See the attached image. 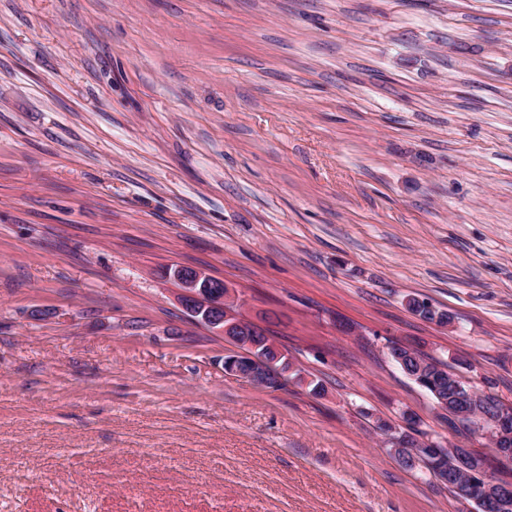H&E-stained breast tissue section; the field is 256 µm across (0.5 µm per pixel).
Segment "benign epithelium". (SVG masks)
<instances>
[{
	"label": "benign epithelium",
	"mask_w": 512,
	"mask_h": 512,
	"mask_svg": "<svg viewBox=\"0 0 512 512\" xmlns=\"http://www.w3.org/2000/svg\"><path fill=\"white\" fill-rule=\"evenodd\" d=\"M173 278L180 288L179 301L183 310L209 328L221 332L231 340L235 350L226 361V372L242 378L255 386H265L271 381L283 382L288 372L275 367V361L284 352L274 347V357L259 350V345L250 339V332L259 330L256 322L242 319L231 312L235 295L224 281L216 279L198 269L178 266ZM456 417H473L476 398L472 391L458 384L450 397ZM476 431H485L496 439L495 451L499 458L512 463V412L504 409L495 415H485L475 424ZM392 452L402 464H412L418 459L436 454L437 448L430 442H419L410 437V431H397L389 437ZM472 479L459 481L455 468H448L445 477L453 483L457 497L475 505V512H512V486L498 482L485 472L480 463L471 462Z\"/></svg>",
	"instance_id": "1"
}]
</instances>
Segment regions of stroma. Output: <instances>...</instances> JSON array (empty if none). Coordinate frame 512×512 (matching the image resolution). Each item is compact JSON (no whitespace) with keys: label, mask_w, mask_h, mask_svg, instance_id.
Here are the masks:
<instances>
[{"label":"stroma","mask_w":512,"mask_h":512,"mask_svg":"<svg viewBox=\"0 0 512 512\" xmlns=\"http://www.w3.org/2000/svg\"><path fill=\"white\" fill-rule=\"evenodd\" d=\"M394 342L512 404V0H0V512H472L374 421L512 465ZM173 278L180 288L178 297L183 310L191 317L198 319L209 328L221 332L231 340L236 347L230 352V358L226 361L228 375L242 378L255 386H265L272 379L276 383L266 388L278 389L286 376L288 369L281 371L275 368L283 364L286 355L280 348L271 347L275 357H269L267 353L258 351L259 345L250 339V333L260 331L261 341L270 339L259 330L256 322L242 319L231 312V304L235 295L230 291L224 281L216 279L198 269L178 266L173 271ZM250 326L251 332L245 327Z\"/></svg>","instance_id":"35a3bbf8"}]
</instances>
